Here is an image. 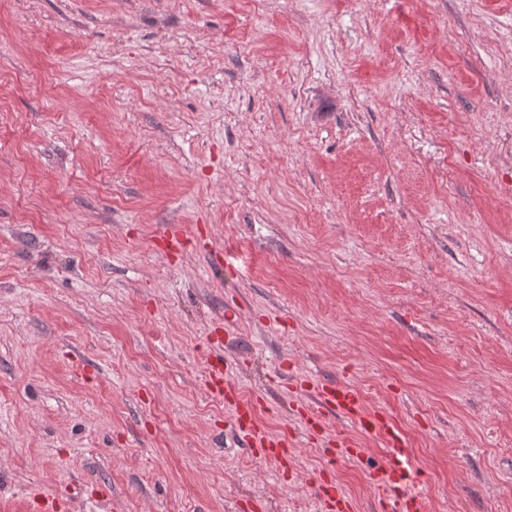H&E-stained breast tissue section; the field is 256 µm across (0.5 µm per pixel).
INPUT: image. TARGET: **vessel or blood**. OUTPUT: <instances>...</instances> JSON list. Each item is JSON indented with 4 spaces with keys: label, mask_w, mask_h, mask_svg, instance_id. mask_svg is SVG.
Wrapping results in <instances>:
<instances>
[{
    "label": "vessel or blood",
    "mask_w": 512,
    "mask_h": 512,
    "mask_svg": "<svg viewBox=\"0 0 512 512\" xmlns=\"http://www.w3.org/2000/svg\"><path fill=\"white\" fill-rule=\"evenodd\" d=\"M208 385L213 394L232 404L234 437L238 443L256 457L287 461L290 455L288 440L270 435L261 427L256 416V401L240 394L222 359L212 362ZM314 401V409L306 413L307 420L313 422L318 415H330L355 423L365 433H376L385 439L390 453L375 475L376 482L389 493L388 498L381 501L383 512H425L424 497L410 488L414 476L402 452L403 436L390 419L383 414L366 412L360 391L347 383L331 381L317 385Z\"/></svg>",
    "instance_id": "obj_1"
}]
</instances>
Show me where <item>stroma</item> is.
Returning a JSON list of instances; mask_svg holds the SVG:
<instances>
[{
	"mask_svg": "<svg viewBox=\"0 0 512 512\" xmlns=\"http://www.w3.org/2000/svg\"><path fill=\"white\" fill-rule=\"evenodd\" d=\"M326 380L512 512V0H0V512H381ZM211 392L233 405L234 437L244 448L258 458L273 459L282 465L291 457L292 441L281 436H272L261 427L256 416L257 401L240 394L235 382L230 378L228 365L222 358L211 364L208 378Z\"/></svg>",
	"mask_w": 512,
	"mask_h": 512,
	"instance_id": "1",
	"label": "stroma"
}]
</instances>
